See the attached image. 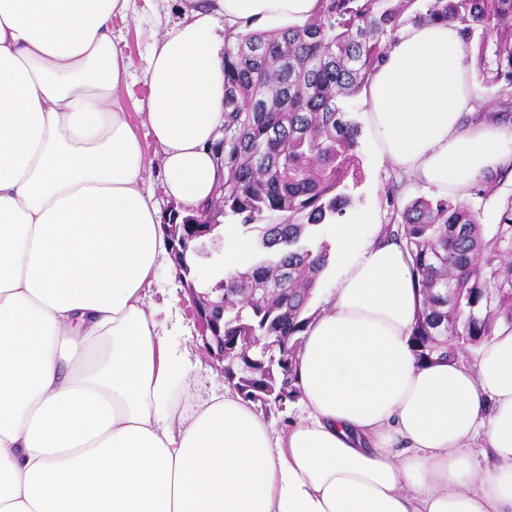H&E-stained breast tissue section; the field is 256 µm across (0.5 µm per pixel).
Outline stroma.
Returning a JSON list of instances; mask_svg holds the SVG:
<instances>
[{
    "instance_id": "1",
    "label": "stroma",
    "mask_w": 512,
    "mask_h": 512,
    "mask_svg": "<svg viewBox=\"0 0 512 512\" xmlns=\"http://www.w3.org/2000/svg\"><path fill=\"white\" fill-rule=\"evenodd\" d=\"M182 4L183 0H131L127 16L114 18L112 22V31L117 42L133 61L124 94L129 104L130 122L139 135L149 160L144 171V183L165 213L174 209L175 203L163 192L159 151L135 103L147 95L141 71L146 63L148 47L155 38L169 30ZM353 106V117L361 126L359 153L364 172L363 181L356 191L355 214L359 217L366 214L373 216L375 224L372 233L379 236L383 234L390 217L383 198L388 182L392 181L397 185L398 202L402 205L420 196L436 197L437 191L414 176L400 171L380 155L369 126L365 96L357 95ZM148 303L169 350L187 360V377L180 388L182 409L193 410L211 393L226 390L227 384L223 376L204 350L192 313V304L176 278L171 260H164L158 267Z\"/></svg>"
}]
</instances>
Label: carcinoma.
Instances as JSON below:
<instances>
[{"label": "carcinoma", "instance_id": "obj_1", "mask_svg": "<svg viewBox=\"0 0 512 512\" xmlns=\"http://www.w3.org/2000/svg\"><path fill=\"white\" fill-rule=\"evenodd\" d=\"M417 2L319 0L303 23L253 31L224 49V140L215 146L224 182L196 211L164 215L163 229L186 234L185 225L210 219L215 202L213 227L223 217L260 230L264 252L213 284L224 289V380L246 401L281 410L298 398L297 353L316 316L308 305L330 263L320 227L351 220L363 181L349 100ZM410 20H450L477 41L478 78L493 90L497 116L512 122V0H425ZM505 179L485 177L474 195L492 196ZM397 191L385 187L384 238L407 251L422 296L410 345L420 364L450 361L499 323L512 326V272L501 267L512 253V195L490 232L467 204L421 196L400 209ZM201 241L187 240L181 273L193 274ZM251 336L261 344L242 379L234 373Z\"/></svg>", "mask_w": 512, "mask_h": 512}]
</instances>
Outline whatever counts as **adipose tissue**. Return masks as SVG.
Masks as SVG:
<instances>
[{"label":"adipose tissue","instance_id":"1","mask_svg":"<svg viewBox=\"0 0 512 512\" xmlns=\"http://www.w3.org/2000/svg\"><path fill=\"white\" fill-rule=\"evenodd\" d=\"M129 6L0 0V512H512V327L472 365L417 364L421 295L369 215L335 227L340 275L298 353L307 417L278 434L229 392L179 409L187 369L146 304L169 241L112 34ZM317 7L187 0L150 46L140 109L182 214L224 179L225 37ZM471 54L457 24L409 22L366 88L381 155L460 202L512 166L511 125L462 123Z\"/></svg>","mask_w":512,"mask_h":512}]
</instances>
